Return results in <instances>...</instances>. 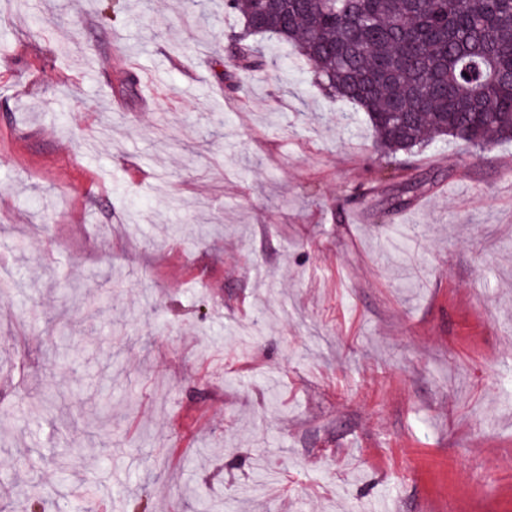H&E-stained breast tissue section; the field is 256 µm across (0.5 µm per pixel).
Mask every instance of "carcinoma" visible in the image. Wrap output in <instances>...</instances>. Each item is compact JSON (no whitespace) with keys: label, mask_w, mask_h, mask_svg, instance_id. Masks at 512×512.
Here are the masks:
<instances>
[{"label":"carcinoma","mask_w":512,"mask_h":512,"mask_svg":"<svg viewBox=\"0 0 512 512\" xmlns=\"http://www.w3.org/2000/svg\"><path fill=\"white\" fill-rule=\"evenodd\" d=\"M224 11L240 24L235 70L267 65L265 39L288 45L398 165L435 139L512 142V0H224Z\"/></svg>","instance_id":"obj_1"}]
</instances>
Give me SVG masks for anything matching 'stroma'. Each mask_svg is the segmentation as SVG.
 <instances>
[{
	"label": "stroma",
	"instance_id": "stroma-1",
	"mask_svg": "<svg viewBox=\"0 0 512 512\" xmlns=\"http://www.w3.org/2000/svg\"><path fill=\"white\" fill-rule=\"evenodd\" d=\"M106 2L0 0V504L512 512V142L402 195L217 0Z\"/></svg>",
	"mask_w": 512,
	"mask_h": 512
}]
</instances>
